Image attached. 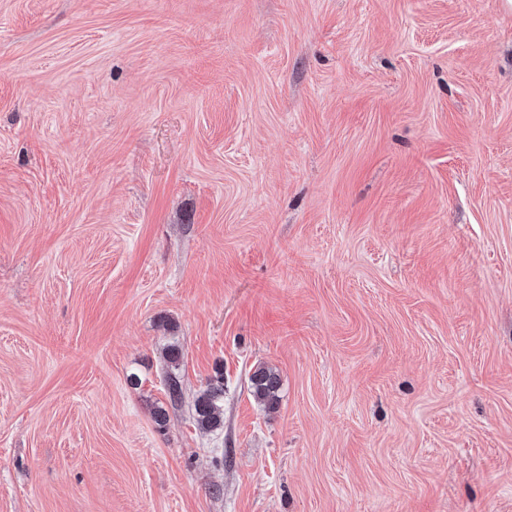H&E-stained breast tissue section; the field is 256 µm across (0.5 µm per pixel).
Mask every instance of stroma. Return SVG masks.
Listing matches in <instances>:
<instances>
[{"instance_id":"1","label":"stroma","mask_w":512,"mask_h":512,"mask_svg":"<svg viewBox=\"0 0 512 512\" xmlns=\"http://www.w3.org/2000/svg\"><path fill=\"white\" fill-rule=\"evenodd\" d=\"M0 512H512L505 0H0ZM254 398L268 410H275L279 404L281 379L278 372L270 367L259 366L249 377ZM223 406L224 373L218 371L194 400L193 415L198 427L203 431L218 429L223 424L221 417Z\"/></svg>"}]
</instances>
